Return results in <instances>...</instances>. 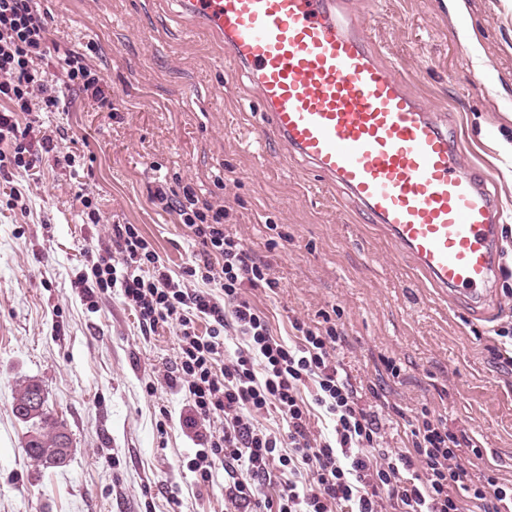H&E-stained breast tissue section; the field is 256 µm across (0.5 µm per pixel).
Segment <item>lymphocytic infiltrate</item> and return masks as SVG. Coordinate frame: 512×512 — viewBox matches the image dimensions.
Segmentation results:
<instances>
[{
  "instance_id": "lymphocytic-infiltrate-1",
  "label": "lymphocytic infiltrate",
  "mask_w": 512,
  "mask_h": 512,
  "mask_svg": "<svg viewBox=\"0 0 512 512\" xmlns=\"http://www.w3.org/2000/svg\"><path fill=\"white\" fill-rule=\"evenodd\" d=\"M50 53L33 0H0V98L11 104L0 113V140L22 142L23 152L14 158L19 168H32L56 149L51 138L29 139L33 98H41L48 112L59 103L48 79L33 68ZM64 62L71 84L110 107L82 54H66ZM152 198L173 210L201 246L182 278H173L136 225L116 224L112 243L120 262L92 256L79 284L89 295L119 289L145 331L174 325L179 389L195 411L190 425L198 447L187 468L197 483L212 482L215 469L223 468L231 499L253 504L255 512H464L468 505L477 512H512V486L491 469L473 476L457 454L461 435L429 408L415 416L408 448H382L374 412L361 405L333 359L340 339L336 325L296 320L295 343L273 336L267 315L243 290H274L279 283L226 231L224 207L202 199L193 187L165 180L156 183ZM196 277L205 290L186 287V279ZM233 335L242 344L228 358L224 339ZM309 381L315 391L307 402L300 387ZM314 405L333 421L331 435L312 434ZM271 413L285 420L286 437L259 428L258 417ZM216 416L223 417V430L199 431V424ZM275 480L281 490L267 496L263 488Z\"/></svg>"
}]
</instances>
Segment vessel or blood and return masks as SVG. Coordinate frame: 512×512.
Segmentation results:
<instances>
[{"label": "vessel or blood", "mask_w": 512, "mask_h": 512, "mask_svg": "<svg viewBox=\"0 0 512 512\" xmlns=\"http://www.w3.org/2000/svg\"><path fill=\"white\" fill-rule=\"evenodd\" d=\"M224 43L289 151L360 202L435 286L482 296L501 215L455 139L335 0H177Z\"/></svg>", "instance_id": "b4317fda"}]
</instances>
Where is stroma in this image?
Returning <instances> with one entry per match:
<instances>
[{
	"mask_svg": "<svg viewBox=\"0 0 512 512\" xmlns=\"http://www.w3.org/2000/svg\"><path fill=\"white\" fill-rule=\"evenodd\" d=\"M34 5L57 46L34 67L60 98L34 130L59 154L0 176V512H226L223 469L203 485L187 468L195 444L189 402L172 382L175 330L143 335L118 292L89 300L77 285L84 245L107 242L115 224L137 225L172 276L199 253L152 199L159 177L224 205L227 230L269 265L278 290L246 294L274 335L293 341L296 318L336 324V364L378 416L385 447L407 446L409 421L426 406L466 437L461 460L512 482V369L491 352L496 330L512 324V161L502 151L512 144V0L336 2L454 134L464 167L489 178L500 263L481 314L411 270L357 202L286 152L255 88L172 0ZM71 51L96 70L111 108L69 84ZM29 379L67 426L65 467L42 468L25 452L31 426L13 397Z\"/></svg>",
	"mask_w": 512,
	"mask_h": 512,
	"instance_id": "obj_1",
	"label": "stroma"
}]
</instances>
